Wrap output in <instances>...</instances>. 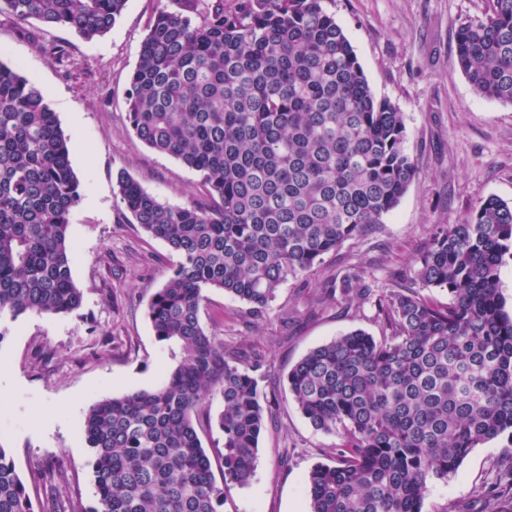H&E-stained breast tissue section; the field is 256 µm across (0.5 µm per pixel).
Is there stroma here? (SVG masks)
Segmentation results:
<instances>
[{
	"mask_svg": "<svg viewBox=\"0 0 512 512\" xmlns=\"http://www.w3.org/2000/svg\"><path fill=\"white\" fill-rule=\"evenodd\" d=\"M169 0H127L104 36L87 41L64 27L45 28L0 14V61L45 91L71 145L80 200L69 214L72 277L82 304L64 315L29 314L0 340V447L40 503L62 512H93V453L83 436L88 409L100 400L150 390L169 364L147 317L175 256L161 240L125 221L116 176L124 171L159 200L187 206L201 199L197 174L140 142L127 121L126 93L150 21ZM354 47L371 89L403 114L405 148L420 174L383 224L345 241L304 279L281 286L271 310L248 318V305L208 290L201 322L211 334L260 353L283 377L311 349L362 329L381 336L371 303L311 309L328 276L362 270L378 285L417 287L416 258L435 224L460 223L481 199L512 203V104L479 96L456 66L455 32L481 16L485 0H323ZM64 46L57 60L48 46ZM277 408L260 442L253 475L224 479V438L200 434L222 512H308L306 479L332 462L338 436L315 430L287 387L262 382ZM512 459L504 439L472 450L457 472L432 481L424 512L476 508L478 492Z\"/></svg>",
	"mask_w": 512,
	"mask_h": 512,
	"instance_id": "stroma-1",
	"label": "stroma"
}]
</instances>
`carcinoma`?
I'll use <instances>...</instances> for the list:
<instances>
[{
	"mask_svg": "<svg viewBox=\"0 0 512 512\" xmlns=\"http://www.w3.org/2000/svg\"><path fill=\"white\" fill-rule=\"evenodd\" d=\"M126 0H0V13L105 35ZM148 27L127 89V120L148 148L194 171L206 197L159 201L117 177L122 212L177 257L147 316L170 366L150 390L94 404L84 418L94 453V512H221L199 430L224 436V479L249 482L272 405L258 359L203 327L220 289L263 316L280 287L395 210L418 177L402 113L372 93L343 28L322 0H171ZM455 63L477 94L512 103V0H487L460 27ZM80 199L70 142L44 90L0 62V321L69 314L68 216ZM512 259V204L480 200L459 224H437L412 288L376 298L385 332L344 333L285 376L297 409L340 444L307 478L309 512H423L429 484L471 451L512 447V313L501 268ZM362 274L324 281L316 300L348 302ZM218 396L216 419L206 409ZM512 465L482 493V512H512ZM0 512H36L0 447Z\"/></svg>",
	"mask_w": 512,
	"mask_h": 512,
	"instance_id": "1",
	"label": "carcinoma"
}]
</instances>
